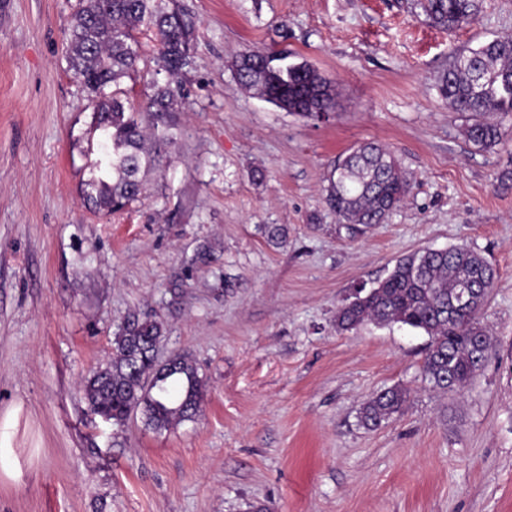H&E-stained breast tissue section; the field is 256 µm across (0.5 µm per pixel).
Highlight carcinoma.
Listing matches in <instances>:
<instances>
[{
    "mask_svg": "<svg viewBox=\"0 0 512 512\" xmlns=\"http://www.w3.org/2000/svg\"><path fill=\"white\" fill-rule=\"evenodd\" d=\"M434 26L453 31L473 23L479 0H416ZM152 32L156 63L169 79L149 85L150 93L135 108L112 89L138 71L142 60L139 34ZM192 26L178 5L164 0H82L74 16L68 51L74 76L95 94L91 133L98 134L99 153L91 161L83 195L98 211L117 212L139 198L141 172L174 143L179 75L188 67ZM238 80L264 95L281 91L288 111L319 119L333 110L330 82L309 62L288 60L259 51L239 54ZM512 35L501 36L455 56L439 80L448 106L467 115V140L482 149L503 144L506 131L487 115L512 114ZM410 182L393 153L378 143H364L338 158L328 177L326 200L342 224H381L406 198ZM468 280L476 293L471 306L453 309L451 301ZM495 271L482 257L462 247L444 252L420 250L399 259L385 278L365 295H356L336 312V328L352 330L373 322L401 324L429 337L423 373L440 392L458 391L483 367L493 347L480 323V312L494 286ZM162 326L152 320H129L114 337L112 360L84 382L89 410L115 426L134 411L155 429L193 418L203 396L202 382L191 361L176 356L160 365L154 350ZM407 390L395 386L367 400L359 411L361 424L374 429L407 404Z\"/></svg>",
    "mask_w": 512,
    "mask_h": 512,
    "instance_id": "1",
    "label": "carcinoma"
}]
</instances>
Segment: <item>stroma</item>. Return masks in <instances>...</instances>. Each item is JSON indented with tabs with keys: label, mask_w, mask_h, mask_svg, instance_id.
I'll return each mask as SVG.
<instances>
[{
	"label": "stroma",
	"mask_w": 512,
	"mask_h": 512,
	"mask_svg": "<svg viewBox=\"0 0 512 512\" xmlns=\"http://www.w3.org/2000/svg\"><path fill=\"white\" fill-rule=\"evenodd\" d=\"M177 3L195 33L176 142L138 200L98 214L82 195L95 102L65 46L79 0H0V512H512V138L474 146L438 91L457 53L512 33V0H480L452 34L415 0ZM282 48L332 82L328 120L239 83L236 54ZM365 141L411 189L354 229L325 188ZM451 246L497 273L494 349L442 394L424 333L335 320L399 258ZM133 317L161 322L159 361L195 365L194 419L89 411L83 382ZM396 385L403 412L363 427L362 403Z\"/></svg>",
	"instance_id": "stroma-1"
}]
</instances>
